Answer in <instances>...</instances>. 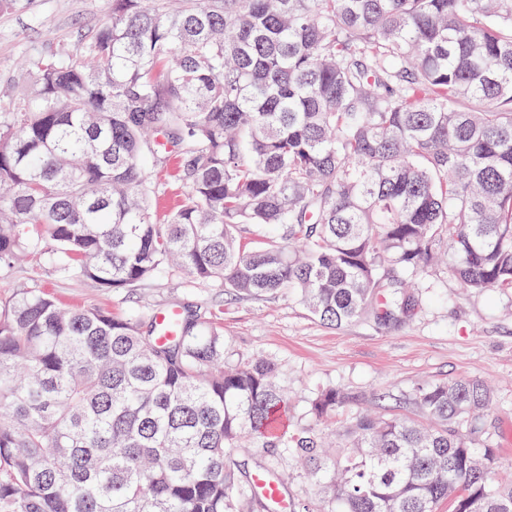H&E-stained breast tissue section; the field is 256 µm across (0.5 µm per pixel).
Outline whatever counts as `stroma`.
Wrapping results in <instances>:
<instances>
[{"mask_svg":"<svg viewBox=\"0 0 512 512\" xmlns=\"http://www.w3.org/2000/svg\"><path fill=\"white\" fill-rule=\"evenodd\" d=\"M109 10L110 0H33L29 10L0 13V88L7 91L0 98V110L9 105L11 95L28 91L29 63L80 49ZM175 168L170 160L148 169L154 187L151 208L160 223L186 193ZM426 285L412 323L402 331L383 333L361 320L337 330L312 319L288 294L271 300L242 299L185 273H161L146 284L107 291L89 281L61 278L44 248L18 264L0 266V298L16 287L34 288L70 307H102L145 322L152 312L172 306L216 313L224 333L225 364L257 355L272 360L291 399L294 424L307 423L309 399L330 386L362 393L391 413L414 418L418 412L408 397L418 384L485 379L493 391L486 437L502 460L510 461L512 290L467 292L443 269L428 276ZM236 460L241 480L274 468L297 512L316 508L313 483L288 458L275 461L265 449L250 446L238 449Z\"/></svg>","mask_w":512,"mask_h":512,"instance_id":"stroma-1","label":"stroma"}]
</instances>
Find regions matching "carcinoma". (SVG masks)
I'll use <instances>...</instances> for the list:
<instances>
[{"label": "carcinoma", "instance_id": "carcinoma-1", "mask_svg": "<svg viewBox=\"0 0 512 512\" xmlns=\"http://www.w3.org/2000/svg\"><path fill=\"white\" fill-rule=\"evenodd\" d=\"M88 46L32 62L0 113V263L49 243L56 272L119 291L188 273L286 292L323 325L408 327L448 255L473 291L512 289V0H111ZM178 159L166 223L146 160ZM268 234L250 238L252 228ZM319 390L288 426L275 364L224 365L180 315L0 306V512H237L242 442L291 456L323 512H512L492 396L427 382L428 423ZM336 448L319 426L336 421Z\"/></svg>", "mask_w": 512, "mask_h": 512}]
</instances>
